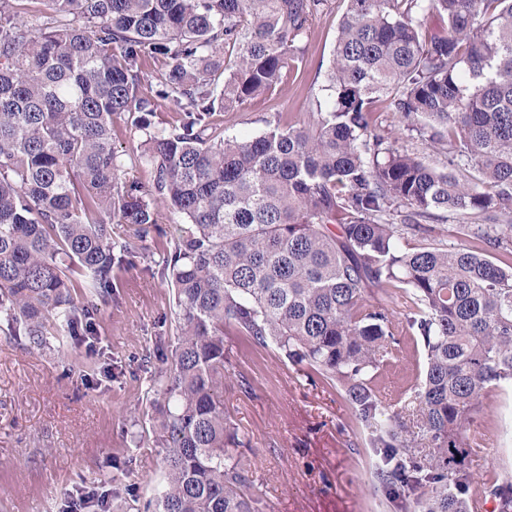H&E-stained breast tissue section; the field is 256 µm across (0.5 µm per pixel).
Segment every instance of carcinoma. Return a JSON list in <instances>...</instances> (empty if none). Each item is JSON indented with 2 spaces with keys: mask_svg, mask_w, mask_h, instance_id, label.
Here are the masks:
<instances>
[{
  "mask_svg": "<svg viewBox=\"0 0 512 512\" xmlns=\"http://www.w3.org/2000/svg\"><path fill=\"white\" fill-rule=\"evenodd\" d=\"M43 2L35 29L0 0V322L33 348L94 347L114 269L135 266L113 225L148 232L158 200L184 217L161 261L179 337L155 379V512H258L248 442L224 415L227 331L336 382L382 485L419 512H473L475 483L512 512V479L475 478L466 434L481 397L512 384V0H348L324 103L248 139L214 113L278 88L327 0ZM428 13L443 33L423 30ZM148 59L164 61L155 96L178 104L174 122H153L140 93ZM384 98L448 169L394 146L373 118ZM128 112L149 188L121 177L112 127ZM439 212L483 223L456 225L468 245H403ZM375 290L407 296L402 319ZM400 322L426 354L408 418L377 392Z\"/></svg>",
  "mask_w": 512,
  "mask_h": 512,
  "instance_id": "obj_1",
  "label": "carcinoma"
}]
</instances>
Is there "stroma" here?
I'll return each instance as SVG.
<instances>
[{
  "label": "stroma",
  "mask_w": 512,
  "mask_h": 512,
  "mask_svg": "<svg viewBox=\"0 0 512 512\" xmlns=\"http://www.w3.org/2000/svg\"><path fill=\"white\" fill-rule=\"evenodd\" d=\"M346 8L347 0H327L300 41L303 61L283 90L215 114L226 136L255 137L269 121L297 122L315 111ZM376 117L398 148L446 166L444 152L402 130L398 113L381 106ZM156 214L148 235L115 228L139 261L115 272L112 301L99 315L98 353H67L65 336L52 337L51 350L33 351L0 327V512H59L78 487L108 495L110 512H148L161 496L155 350L160 342L175 346L178 323L157 261L182 219L161 203ZM401 339V353L378 380L380 399L395 408L424 368L411 331ZM224 347L232 373L224 412L251 443L244 461L261 512H399L376 477L381 455L334 382L243 336H225ZM470 428L487 439L470 469L512 476L511 385L483 398Z\"/></svg>",
  "instance_id": "obj_1"
}]
</instances>
